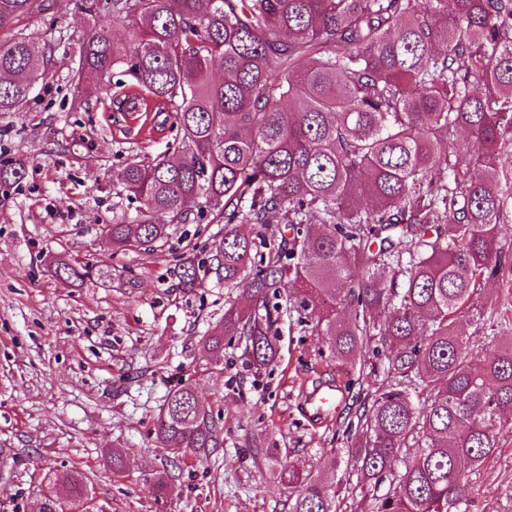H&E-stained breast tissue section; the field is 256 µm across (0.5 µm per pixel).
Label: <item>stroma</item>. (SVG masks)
Instances as JSON below:
<instances>
[{"mask_svg":"<svg viewBox=\"0 0 512 512\" xmlns=\"http://www.w3.org/2000/svg\"><path fill=\"white\" fill-rule=\"evenodd\" d=\"M85 2L45 0V10L4 31L43 39L52 54L23 109L0 115V157L27 162L22 183L0 189V449L8 455L0 512H30L44 475L75 467L88 478L93 512H286L292 490L255 456L257 445L341 487L339 512H367L356 469L332 464L330 451L349 446L359 392L376 389L383 373L356 383L337 375L323 337L294 318L279 323L277 359L266 368L236 339L224 342L222 368L207 365L200 339L239 292L212 272L201 287H184L179 266L189 256L209 265L224 234L220 211L150 250L115 252L102 241L100 226L135 208L113 189V171L165 152L172 134L157 129L164 115L115 111L110 75L98 79V96L75 104L80 45L113 24L107 11L86 13ZM504 223L506 268L486 283L472 323L478 358L493 337L512 335V206ZM60 257L87 269L82 285L55 276ZM183 381L224 419V445L210 455L176 456L156 438L158 408ZM320 383L339 394L318 424L305 396ZM114 448L126 451L119 474L106 464ZM166 470L175 491L159 501L153 481ZM470 479L478 493L466 512H512V436Z\"/></svg>","mask_w":512,"mask_h":512,"instance_id":"35a3bbf8","label":"stroma"}]
</instances>
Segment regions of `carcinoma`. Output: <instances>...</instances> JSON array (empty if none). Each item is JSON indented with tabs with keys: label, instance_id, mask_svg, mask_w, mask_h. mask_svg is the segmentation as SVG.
I'll return each mask as SVG.
<instances>
[{
	"label": "carcinoma",
	"instance_id": "cac0c4a2",
	"mask_svg": "<svg viewBox=\"0 0 512 512\" xmlns=\"http://www.w3.org/2000/svg\"><path fill=\"white\" fill-rule=\"evenodd\" d=\"M133 31L92 30L76 61L77 96L117 71L142 105L173 112V156L135 159L112 186L138 203L102 226L114 251L168 240L190 204L220 208L224 237L212 260L246 300L204 337L215 361L224 337L245 343L256 368L275 360L273 330L288 314L327 337L336 372L359 354L385 379L356 411L344 449L371 492L370 512H461L478 468L512 434V336L481 360L460 326L479 312L483 283L503 272L499 239L512 202L500 162L512 135V0H107ZM41 0H0V30ZM50 44L0 39V114L19 111L48 63ZM220 61L221 79L211 65ZM26 175L0 161V188ZM292 231L267 245L271 217ZM318 227H312V220ZM267 252L252 256L255 247ZM181 264L182 284L203 281ZM54 273L81 281L63 258ZM164 447H224V420L182 382L155 423ZM403 470L392 475L394 462ZM289 512H336L340 491L284 466ZM396 487L378 493L387 476ZM82 472L48 475L35 512L86 505Z\"/></svg>",
	"mask_w": 512,
	"mask_h": 512
}]
</instances>
